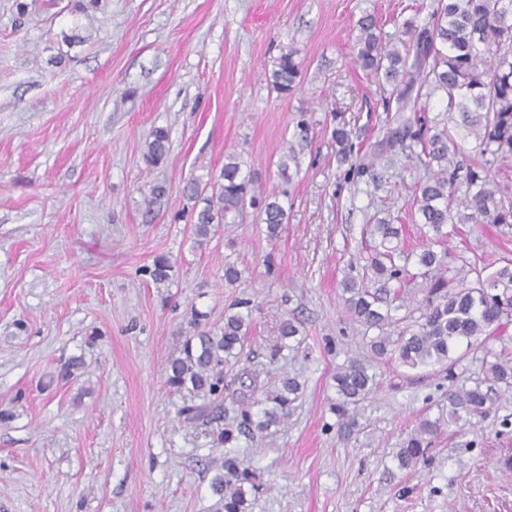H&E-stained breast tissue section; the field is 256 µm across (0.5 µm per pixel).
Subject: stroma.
I'll return each instance as SVG.
<instances>
[{"instance_id":"obj_1","label":"stroma","mask_w":512,"mask_h":512,"mask_svg":"<svg viewBox=\"0 0 512 512\" xmlns=\"http://www.w3.org/2000/svg\"><path fill=\"white\" fill-rule=\"evenodd\" d=\"M74 3L0 0V410L12 413L0 423V512H214L221 426L178 416L190 396L169 391L164 368L191 309L216 327L240 297L255 305L252 367L304 386L277 433L235 445L263 485L252 512H512V390L486 380L483 362L489 349L512 354V326L412 369L374 359L344 305L342 280L377 219L417 242L414 190L428 176L404 155L376 156L391 88L355 64L356 22L376 13L395 41L393 16L424 22L436 0H99L90 20ZM290 51L303 66L283 96L271 74ZM158 127L170 148L150 167ZM339 127L360 154L341 155ZM229 154L256 194L281 192L278 239L249 206L197 244L182 188ZM363 155L373 175L350 177ZM158 181L169 194L149 216ZM447 248L456 270L512 255V236L452 224ZM161 254L175 270L165 288L147 273ZM228 263L241 272L233 285ZM289 319L301 343L283 350ZM74 356L77 379L51 382ZM353 359L377 388L347 433L333 377ZM475 386L486 413L451 423L449 390ZM426 419L440 429L425 462L399 470L397 449Z\"/></svg>"}]
</instances>
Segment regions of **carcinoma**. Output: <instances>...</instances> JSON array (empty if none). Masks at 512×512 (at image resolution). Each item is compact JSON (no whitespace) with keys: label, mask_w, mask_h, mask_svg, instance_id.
Here are the masks:
<instances>
[{"label":"carcinoma","mask_w":512,"mask_h":512,"mask_svg":"<svg viewBox=\"0 0 512 512\" xmlns=\"http://www.w3.org/2000/svg\"><path fill=\"white\" fill-rule=\"evenodd\" d=\"M356 62L362 70L392 87L396 126L387 131L385 149L417 159L433 174L415 192V207L422 220L426 243L407 253L401 246L402 226L384 221L374 225L367 257L342 281L345 305L351 319L365 330H375L368 345L378 358L401 365L446 363L459 345L485 343L512 323V260H503L495 271L484 274L471 269L474 283L452 286L445 243L450 224H498L512 230V200L482 168L470 167L459 180L457 156L462 141L474 137L481 155L506 163L512 157V0H437L430 21L402 23L405 38L392 44L383 40L377 17L366 13L357 21ZM302 62L289 52L280 56L272 85L280 94L294 88ZM431 83L446 100L445 112H455L460 121L455 131L438 127L425 114L403 116L408 92L420 83ZM169 151V134L156 128L146 142L145 159L151 166L163 162ZM183 197L192 202L194 234L203 244L215 225L236 221L246 205L258 206L261 223L270 238L288 222V213L276 194L259 199L252 194V181L242 175L239 157L225 156L217 178L203 184L192 180L183 187ZM173 265L158 256L149 269L154 284L172 279ZM426 287L412 288L417 279ZM419 313L412 324L399 326L392 307ZM207 315L196 311L189 334L167 359L165 385L174 393L187 391L201 403L185 404L178 415L188 422L211 421L224 414V391L240 384L238 408L231 423L220 432L226 445L243 436L266 437L282 425L295 409L302 390L295 378L285 377L276 386L259 380L260 374L242 368L231 374L224 366L239 363L247 347L251 326V301L242 299L224 314V326L210 329ZM494 357L487 373L492 381L512 389V358L491 350ZM338 402L332 410L341 421H350V406L367 399L376 389L366 367L352 361L336 372ZM487 394L480 388L448 391V415L460 421L486 412ZM438 422L426 421L408 435L396 458L401 469L416 466L424 458ZM211 491L217 497L215 512H249L248 496L261 490L249 470L240 468L232 452L224 453Z\"/></svg>","instance_id":"1"}]
</instances>
